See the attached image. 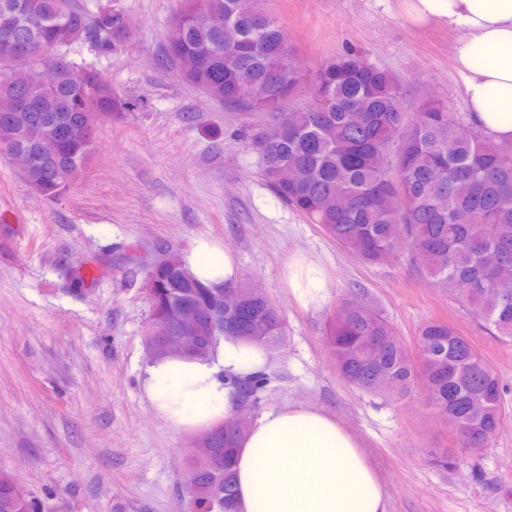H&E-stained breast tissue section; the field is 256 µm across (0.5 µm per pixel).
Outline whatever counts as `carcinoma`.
Segmentation results:
<instances>
[{
	"mask_svg": "<svg viewBox=\"0 0 512 512\" xmlns=\"http://www.w3.org/2000/svg\"><path fill=\"white\" fill-rule=\"evenodd\" d=\"M12 15V31L48 49L14 56L12 41L0 29V155L19 136L56 152L37 158L23 176L44 196L63 193L77 179L94 149L101 124L120 115L122 104L112 84L84 63L67 59L77 44L106 56L130 38L115 34L124 13L101 3L90 13L72 0H0V18ZM287 35L262 0H181L167 34L163 62L205 54L208 63L184 71L183 81L210 99L240 112L261 110L286 132L257 144L262 176L275 195L367 264L407 248L436 288L453 282L456 298L497 335L512 339V147L503 145L448 112L436 102L411 106L398 79L344 52L324 62L311 79V102L294 108L289 99L303 81L286 50ZM56 68L47 88L43 69ZM76 128L56 145L54 120ZM296 169L286 181L284 167ZM493 254L498 269L489 268ZM152 313L146 335L157 326L177 336V320L187 306L206 321L199 335L256 337L270 350L285 339L279 312L254 294L246 281L236 290L254 316L243 332L229 312L211 311L215 289L203 284L182 261L163 263L146 274ZM345 298L326 324V336L340 353L337 369L356 388L375 392L381 373L404 395L420 376L434 382L433 408L457 432L489 444L503 419V387L497 372L468 338L440 321L425 324L416 337L419 362L392 325L378 313L348 307ZM259 375L241 384V398L252 400L266 386ZM239 434L224 430L211 448L193 456L186 492L192 512H237L233 455ZM0 512H48L46 501L23 490L13 475L0 471Z\"/></svg>",
	"mask_w": 512,
	"mask_h": 512,
	"instance_id": "cac0c4a2",
	"label": "carcinoma"
}]
</instances>
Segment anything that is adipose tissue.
<instances>
[{
  "label": "adipose tissue",
  "mask_w": 512,
  "mask_h": 512,
  "mask_svg": "<svg viewBox=\"0 0 512 512\" xmlns=\"http://www.w3.org/2000/svg\"><path fill=\"white\" fill-rule=\"evenodd\" d=\"M409 17L460 32L455 66L466 79L474 128L512 142V0H405ZM182 261L212 288L235 287V256L198 238ZM285 276L306 304L325 298L320 267L295 260ZM273 354L262 344L227 336L204 359L171 355L142 370V388L174 429L233 421L237 381L270 372ZM239 512H388L385 490L358 440L325 413L310 408L266 410L239 439L235 455Z\"/></svg>",
  "instance_id": "adipose-tissue-1"
}]
</instances>
